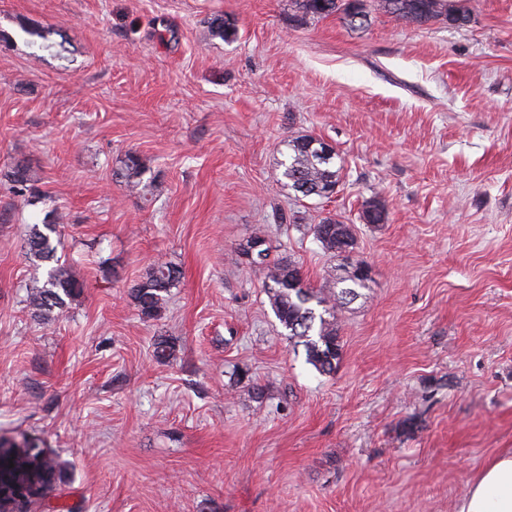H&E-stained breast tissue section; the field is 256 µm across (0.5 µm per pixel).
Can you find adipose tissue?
I'll return each mask as SVG.
<instances>
[{
  "instance_id": "1",
  "label": "adipose tissue",
  "mask_w": 512,
  "mask_h": 512,
  "mask_svg": "<svg viewBox=\"0 0 512 512\" xmlns=\"http://www.w3.org/2000/svg\"><path fill=\"white\" fill-rule=\"evenodd\" d=\"M459 512H512V448L503 449L487 463Z\"/></svg>"
}]
</instances>
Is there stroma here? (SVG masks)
<instances>
[{
    "instance_id": "1",
    "label": "stroma",
    "mask_w": 512,
    "mask_h": 512,
    "mask_svg": "<svg viewBox=\"0 0 512 512\" xmlns=\"http://www.w3.org/2000/svg\"><path fill=\"white\" fill-rule=\"evenodd\" d=\"M452 2L467 26L354 30L291 0H0V172L43 198L0 181V436L61 465L27 512H457L512 448V0ZM299 135L342 160L330 198L283 184ZM54 210L84 288L46 324L23 245ZM327 216L372 280L322 375L231 254L261 236L324 287ZM159 259L181 277L146 319L130 288ZM124 165V186L130 192H134L142 183V176L146 172V166L135 154H128ZM14 188H17L24 201L29 205H35L39 197L32 192L31 186L37 181L31 170L22 164H16L4 174ZM306 230L311 231L315 239L321 244L325 253L331 258L340 257L343 249H352L354 243L351 225L342 224L333 218H323L318 224L307 225Z\"/></svg>"
}]
</instances>
